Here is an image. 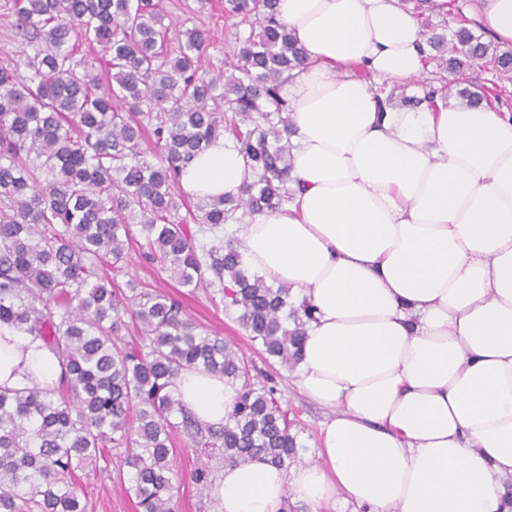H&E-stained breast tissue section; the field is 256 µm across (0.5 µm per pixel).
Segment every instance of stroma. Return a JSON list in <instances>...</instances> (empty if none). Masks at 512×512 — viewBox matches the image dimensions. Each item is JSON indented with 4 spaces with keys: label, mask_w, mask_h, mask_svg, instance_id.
Listing matches in <instances>:
<instances>
[{
    "label": "stroma",
    "mask_w": 512,
    "mask_h": 512,
    "mask_svg": "<svg viewBox=\"0 0 512 512\" xmlns=\"http://www.w3.org/2000/svg\"><path fill=\"white\" fill-rule=\"evenodd\" d=\"M161 5L173 41L183 40L185 31L191 28L210 30L212 39L202 59V72L211 75L223 71L235 48L233 30L224 20V0H161ZM123 267L130 277L142 283L144 291H157L176 299L185 317L194 323L199 333L224 338L253 365L255 373L271 377L281 405L293 422L291 433L297 441L293 464L316 460L319 428L327 411L300 393L295 370L267 358L260 345L252 344L237 320L236 311L215 302L213 289L193 290L180 286L159 264L146 262L135 247L130 249ZM173 448L174 512H219L218 502L209 488L192 482L189 474L197 467L206 466L213 476H220L224 468L222 455L195 446L181 431L173 435ZM128 479L129 470L120 448L112 449L108 466L81 473L77 489L87 503V512H138L135 498L126 492Z\"/></svg>",
    "instance_id": "stroma-1"
}]
</instances>
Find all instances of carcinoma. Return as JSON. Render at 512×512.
<instances>
[{
	"mask_svg": "<svg viewBox=\"0 0 512 512\" xmlns=\"http://www.w3.org/2000/svg\"><path fill=\"white\" fill-rule=\"evenodd\" d=\"M277 2L224 0L238 49L224 72L206 77L209 30L193 28L169 48L157 0H12L25 74L0 66V326L42 341L59 377L0 387V512H86L74 476L107 461L110 446L126 449L136 506L173 512L176 414L226 462L282 465L295 454L275 386L254 381L230 343L197 333L176 302L117 280L137 224L145 257L184 287L218 286L267 356L298 365L314 308L292 305L290 287L248 271L235 232L196 241L173 194L184 165L226 132L252 179L236 196L197 200L195 223L214 232L291 199L283 88L307 54ZM401 2L420 18L442 16L440 29L423 27L425 59L444 75L438 87L423 83V96L399 100L359 70L380 109L432 105L438 95L466 105L502 98L512 48L484 40L464 13L468 0ZM80 43L101 47L104 73L77 58ZM108 257L110 278L99 274ZM127 314L147 343L118 345ZM199 367L240 385L228 422L206 437L174 391L181 370Z\"/></svg>",
	"mask_w": 512,
	"mask_h": 512,
	"instance_id": "1",
	"label": "carcinoma"
}]
</instances>
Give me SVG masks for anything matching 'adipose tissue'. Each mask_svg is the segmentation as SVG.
Segmentation results:
<instances>
[{
  "mask_svg": "<svg viewBox=\"0 0 512 512\" xmlns=\"http://www.w3.org/2000/svg\"><path fill=\"white\" fill-rule=\"evenodd\" d=\"M279 13L308 53L286 86L295 194L239 234L252 271L314 307L296 384L330 415L317 461L225 464L220 512H512V116L454 99L380 111L371 83L424 71L399 0H279ZM476 18L512 44V0H479ZM250 178L225 137L180 183L217 198ZM57 372L41 341L0 328V386ZM175 392L220 427L239 386L185 369Z\"/></svg>",
  "mask_w": 512,
  "mask_h": 512,
  "instance_id": "ef3b65f1",
  "label": "adipose tissue"
}]
</instances>
